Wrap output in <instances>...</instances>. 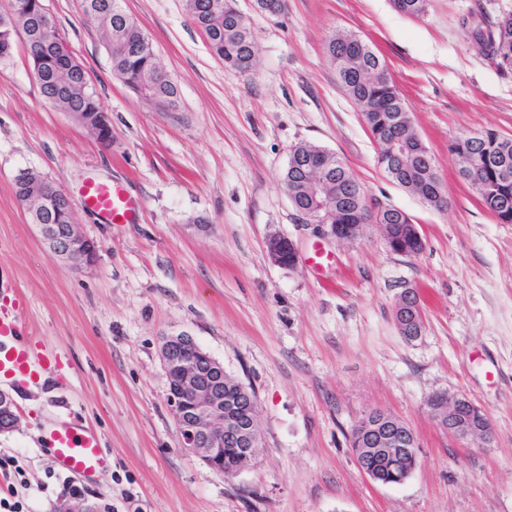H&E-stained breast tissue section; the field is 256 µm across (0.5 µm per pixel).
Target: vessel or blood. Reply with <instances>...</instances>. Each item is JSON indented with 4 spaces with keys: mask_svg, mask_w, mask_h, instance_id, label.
Returning a JSON list of instances; mask_svg holds the SVG:
<instances>
[{
    "mask_svg": "<svg viewBox=\"0 0 512 512\" xmlns=\"http://www.w3.org/2000/svg\"><path fill=\"white\" fill-rule=\"evenodd\" d=\"M83 204L109 224L135 223L141 208L140 201L118 181L90 182L83 192ZM49 367L32 342L21 339L17 316L0 313V380L25 385L39 380ZM48 446L57 467L69 473L91 478L110 464L95 430L88 426L57 425L49 433Z\"/></svg>",
    "mask_w": 512,
    "mask_h": 512,
    "instance_id": "vessel-or-blood-1",
    "label": "vessel or blood"
}]
</instances>
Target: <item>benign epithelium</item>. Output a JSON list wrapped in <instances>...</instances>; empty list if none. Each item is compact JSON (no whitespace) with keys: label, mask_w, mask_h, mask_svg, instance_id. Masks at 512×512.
Listing matches in <instances>:
<instances>
[{"label":"benign epithelium","mask_w":512,"mask_h":512,"mask_svg":"<svg viewBox=\"0 0 512 512\" xmlns=\"http://www.w3.org/2000/svg\"><path fill=\"white\" fill-rule=\"evenodd\" d=\"M42 239L60 256L69 270L83 272L92 268L98 259L97 243L82 235L75 223L40 224ZM313 233L337 242H350L363 230L361 224H314ZM267 252L275 264L292 267L298 259L293 241L272 236ZM395 324L409 340L422 334L423 310L414 289H404L394 309ZM161 360L167 378V400L181 436V448L203 461L211 469L234 476L236 470H224V442L242 446V458H256L259 430L257 410L244 418L234 403L224 402V382L229 376L224 363L202 350L187 334L167 337L161 347ZM429 411L437 424L449 434L466 439L477 438L485 443L492 439L488 418L480 407L465 397L448 399L447 406L430 405ZM17 406L12 396L0 390V434L13 431L18 424ZM360 437L372 447H404L415 454L414 432L395 416L381 410L377 417H364L360 422Z\"/></svg>","instance_id":"1"}]
</instances>
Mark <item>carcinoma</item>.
Returning a JSON list of instances; mask_svg holds the SVG:
<instances>
[{
  "label": "carcinoma",
  "mask_w": 512,
  "mask_h": 512,
  "mask_svg": "<svg viewBox=\"0 0 512 512\" xmlns=\"http://www.w3.org/2000/svg\"><path fill=\"white\" fill-rule=\"evenodd\" d=\"M28 11L0 13V61L11 56L14 38L24 36V46L39 58L36 78L44 97L79 124L93 128L108 122L103 108L87 90L85 70L70 54L59 36L45 37L39 30L37 10L42 0H27ZM122 0H83L106 36L115 78L148 101L158 112L178 111V89L157 60L138 21L127 14ZM191 22L203 33L211 52L228 67L241 73L252 71L257 46L251 22L238 18L235 0H184ZM485 57L502 68L512 67V12L490 22L471 16L460 19ZM327 51L346 94L364 102V120L378 147V163L387 170L394 165L390 144L403 139L420 148L427 146L416 131L409 106L389 72L384 59L351 33L329 37ZM457 163L472 167L468 181L483 207L501 223L512 224V137L493 130L464 135L453 145ZM324 165L336 173L339 194L327 206L301 191L306 170L288 165L281 183L298 190L294 208L303 219L313 216L329 224H365L370 218L367 198L349 168L331 153ZM397 185L435 210L447 202L438 166L430 167L421 156L399 170ZM37 224H68L74 220L63 199L44 209L32 210ZM414 461L398 449H387L365 457L366 471L377 480L397 483L412 469Z\"/></svg>",
  "instance_id": "carcinoma-1"
}]
</instances>
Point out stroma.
<instances>
[{"label":"stroma","instance_id":"stroma-1","mask_svg":"<svg viewBox=\"0 0 512 512\" xmlns=\"http://www.w3.org/2000/svg\"><path fill=\"white\" fill-rule=\"evenodd\" d=\"M237 4L258 47L247 74L210 52L183 0H123L178 88L179 111L158 112L114 78L81 0H44L108 115L107 146L44 98L23 46L0 63V308L19 311L23 336L56 364L46 382L8 388L19 422L0 435V498L24 512H512V224L483 208L450 151L463 133L512 136V68L460 25L512 0H429L421 17L391 0H284L278 15ZM336 30L386 61L448 210L378 165L326 54ZM298 143L334 152L368 198L413 216L423 252H391L375 224L346 244L315 237L280 184ZM29 169L76 200L77 228L99 247L91 270L71 272L28 223L13 185ZM93 179L124 181L141 201L137 223L106 224L80 205ZM274 235L294 242V266L270 260ZM317 249L331 258L320 273L307 262ZM407 288L424 307L412 341L393 317ZM181 332L256 396L262 448L235 476L180 448L160 347ZM437 394L479 406L492 442L441 429L428 409ZM374 409L417 437L402 484L372 481L352 452ZM61 422L96 431L108 471L88 483L56 468L45 443Z\"/></svg>","mask_w":512,"mask_h":512}]
</instances>
